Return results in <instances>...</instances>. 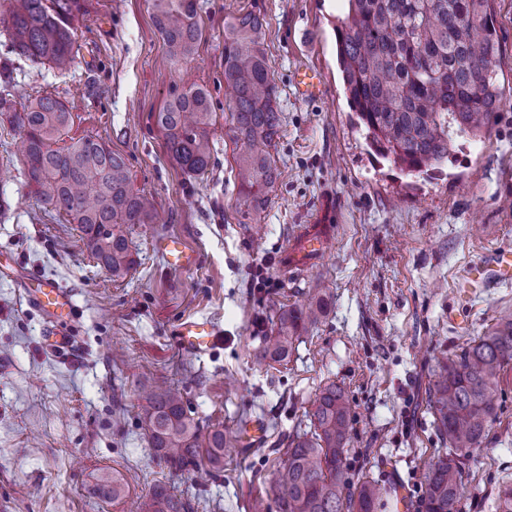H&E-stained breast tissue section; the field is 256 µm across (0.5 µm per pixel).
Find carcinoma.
Here are the masks:
<instances>
[{
  "mask_svg": "<svg viewBox=\"0 0 512 512\" xmlns=\"http://www.w3.org/2000/svg\"><path fill=\"white\" fill-rule=\"evenodd\" d=\"M335 27L337 61L350 107L370 146L411 172L426 173L448 160L458 138H479L491 113L506 100L500 82L501 50L491 0H345ZM167 60L189 63L202 38L196 0H151ZM80 0H0V34L6 57L28 60L64 74L79 47L74 20ZM224 82L232 90L229 118L236 142L239 194L248 210H263L279 177L272 155L283 115L278 87L264 48V18L240 13L224 22ZM24 134L25 183L38 200L79 226L84 246L114 278L137 264L130 227L154 223L153 197L134 188L124 155L86 135L57 146L72 121L71 108L49 96L17 111L8 86L0 90V118ZM213 102L203 86L174 91L156 115L171 160L201 175L212 164ZM329 308L326 290L307 306L279 310L257 354L284 362L300 335L316 327ZM512 362V315L442 362L428 398L434 425L449 452L423 473L418 512H461L464 459L477 447L495 416L494 393ZM309 429L288 436L283 473L270 486L279 512H376L385 494L368 475L353 483L346 454L351 403L335 384L324 387L307 413ZM141 420L155 455L182 472L207 460L210 474L224 472V450L236 435L209 429L185 409L181 390L154 385ZM124 485L104 473L94 487L103 500L122 496ZM136 512H191L190 503L157 486Z\"/></svg>",
  "mask_w": 512,
  "mask_h": 512,
  "instance_id": "cac0c4a2",
  "label": "carcinoma"
}]
</instances>
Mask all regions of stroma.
I'll list each match as a JSON object with an SVG mask.
<instances>
[{"label":"stroma","mask_w":512,"mask_h":512,"mask_svg":"<svg viewBox=\"0 0 512 512\" xmlns=\"http://www.w3.org/2000/svg\"><path fill=\"white\" fill-rule=\"evenodd\" d=\"M80 54L67 75L16 64V106L51 96L72 108L68 137L94 135L128 159L136 188L159 213L129 237L139 264L112 279L84 249L76 225L37 201L23 175L21 132L0 122V175L11 209L0 214V512H134L164 485L193 512H251L277 476L287 439L325 386L352 406L350 480L367 474L387 488L378 512H416L423 471L446 448L426 409L439 361L512 314V282L468 285L466 271L494 250L512 249V97L481 140L460 141L447 163L424 174L379 157L351 111L336 60L335 25L344 0H197L203 31L193 60L165 62L149 0H81ZM255 11L283 114L274 150L281 177L259 214L248 213L234 176L240 147L227 120L224 22ZM318 69L321 99L292 83ZM200 85L212 96L214 163L200 176L169 158L154 116L173 90ZM334 209L328 249L303 275L282 255L295 233ZM181 238L197 257L175 270L156 250ZM266 285H255L256 274ZM37 277L73 299L71 348L50 349L53 329L27 298ZM332 296L326 317L304 333L288 361L255 351L279 308ZM183 319L210 321L221 336L206 355L178 345ZM174 382L202 425L235 431L260 423L261 451L224 452V472L200 480L172 473L153 456L139 418L150 386ZM497 416L471 449L464 512H496L512 487V369L495 393ZM126 495L93 497L101 472Z\"/></svg>","instance_id":"35a3bbf8"}]
</instances>
